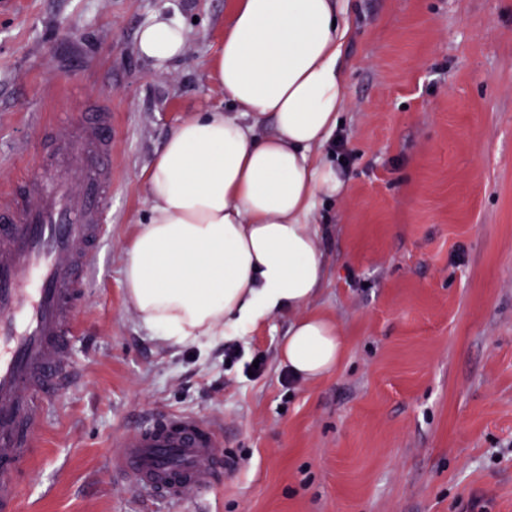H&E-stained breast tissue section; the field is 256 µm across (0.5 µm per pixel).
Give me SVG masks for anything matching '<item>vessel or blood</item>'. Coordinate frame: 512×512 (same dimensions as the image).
Listing matches in <instances>:
<instances>
[{"mask_svg": "<svg viewBox=\"0 0 512 512\" xmlns=\"http://www.w3.org/2000/svg\"><path fill=\"white\" fill-rule=\"evenodd\" d=\"M53 134L60 149L41 171L0 187V512H17L44 406L73 380L79 302L108 228L109 103ZM115 445L113 474L170 501L205 490L225 458L222 429L191 413L158 414Z\"/></svg>", "mask_w": 512, "mask_h": 512, "instance_id": "obj_1", "label": "vessel or blood"}]
</instances>
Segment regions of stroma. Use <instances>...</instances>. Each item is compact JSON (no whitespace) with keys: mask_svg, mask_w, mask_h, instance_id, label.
Segmentation results:
<instances>
[{"mask_svg":"<svg viewBox=\"0 0 512 512\" xmlns=\"http://www.w3.org/2000/svg\"><path fill=\"white\" fill-rule=\"evenodd\" d=\"M350 187L320 209L327 278L311 303L343 359L286 383L288 318L236 339L160 345L129 308L126 247L145 175L184 118L224 102L213 63L231 0H0V185L40 163L44 127L106 100L107 239L43 415L19 512H512V0H348ZM182 56L136 50L158 10ZM263 358L260 374L248 366ZM222 424L230 463L172 503L117 479L114 437L151 413ZM190 39V30L178 15L153 14L138 30L136 45L144 58L164 65L179 58Z\"/></svg>","mask_w":512,"mask_h":512,"instance_id":"1","label":"stroma"}]
</instances>
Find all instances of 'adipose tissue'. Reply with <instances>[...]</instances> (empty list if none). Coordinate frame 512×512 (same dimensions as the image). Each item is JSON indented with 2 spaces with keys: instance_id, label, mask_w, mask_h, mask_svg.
Returning a JSON list of instances; mask_svg holds the SVG:
<instances>
[{
  "instance_id": "adipose-tissue-1",
  "label": "adipose tissue",
  "mask_w": 512,
  "mask_h": 512,
  "mask_svg": "<svg viewBox=\"0 0 512 512\" xmlns=\"http://www.w3.org/2000/svg\"><path fill=\"white\" fill-rule=\"evenodd\" d=\"M346 0H233L214 77L226 108L182 120L146 178L149 214L126 249V297L169 346L243 337L278 314L291 323L282 363L316 380L344 355L337 324L310 311L327 276L314 227L343 198V168L323 159L346 106ZM190 31L153 14L144 58H179Z\"/></svg>"
}]
</instances>
